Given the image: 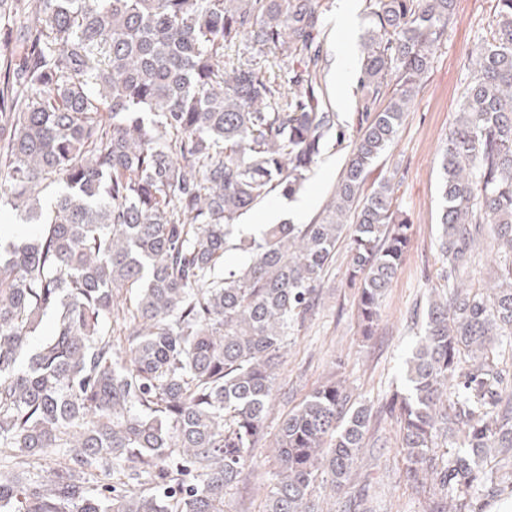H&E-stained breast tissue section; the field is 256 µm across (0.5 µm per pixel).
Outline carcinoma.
<instances>
[{
  "label": "carcinoma",
  "mask_w": 512,
  "mask_h": 512,
  "mask_svg": "<svg viewBox=\"0 0 512 512\" xmlns=\"http://www.w3.org/2000/svg\"><path fill=\"white\" fill-rule=\"evenodd\" d=\"M367 9L361 97L339 124L324 0H0V209L35 226L0 242V512H224L343 237L373 335L411 225L396 173L372 174L456 0ZM240 41L286 53L288 92L255 56H224ZM470 62L439 158L441 284L407 388L379 412L426 512L512 495L499 368L512 346V0H495ZM332 142L349 153L321 213L238 235L241 215L294 196ZM485 229L496 282L467 288ZM229 250L247 264L225 265ZM47 315L52 334L33 348ZM372 420L335 382L306 395L276 435L266 512H320L324 483L357 512L348 490ZM107 472L130 488L99 487Z\"/></svg>",
  "instance_id": "obj_1"
}]
</instances>
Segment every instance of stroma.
<instances>
[{
    "label": "stroma",
    "mask_w": 512,
    "mask_h": 512,
    "mask_svg": "<svg viewBox=\"0 0 512 512\" xmlns=\"http://www.w3.org/2000/svg\"><path fill=\"white\" fill-rule=\"evenodd\" d=\"M348 3L354 6L355 22L342 29L338 20ZM325 4L328 98L332 111L343 119L354 111L357 100L355 74L369 26L367 4L365 0H325ZM493 12L494 0H458V21L439 45L396 143L377 164L378 173L396 171L400 208L412 227L397 277L381 301L374 335L366 340L358 333V290L347 278L349 244L340 242L304 327L288 338V353L276 372L263 436L251 449L238 484L225 497L226 512H264V489L277 471L272 443L278 425L315 387L330 379L340 381L353 398L377 407L403 386L405 361L422 332L428 290L436 285L440 266L436 250L441 205L438 154L469 80L470 56ZM347 155L340 147H328L293 199L271 197L244 214L243 223H309L330 197ZM379 432L386 436L387 446L366 449L361 461L369 506L373 512H424L422 495L407 483L398 461L394 422L382 421Z\"/></svg>",
    "instance_id": "obj_1"
}]
</instances>
